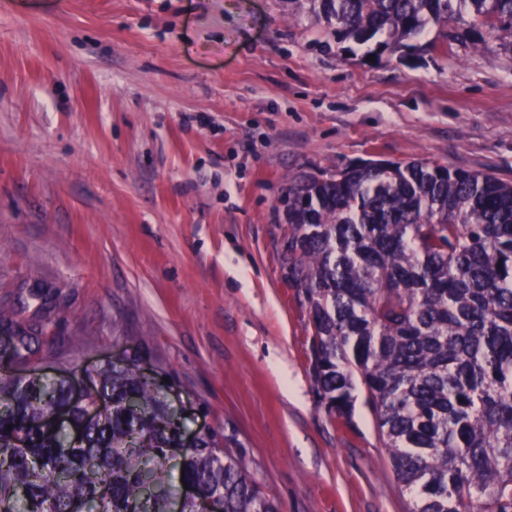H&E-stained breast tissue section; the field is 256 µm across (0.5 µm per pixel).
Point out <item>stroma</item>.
<instances>
[{
  "label": "stroma",
  "mask_w": 512,
  "mask_h": 512,
  "mask_svg": "<svg viewBox=\"0 0 512 512\" xmlns=\"http://www.w3.org/2000/svg\"><path fill=\"white\" fill-rule=\"evenodd\" d=\"M337 44L306 0H0V306L34 362L138 356L280 512H407L373 416L329 418L280 262L308 168L438 160L512 181V36Z\"/></svg>",
  "instance_id": "stroma-1"
}]
</instances>
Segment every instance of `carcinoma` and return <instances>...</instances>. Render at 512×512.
Listing matches in <instances>:
<instances>
[{"label": "carcinoma", "mask_w": 512, "mask_h": 512, "mask_svg": "<svg viewBox=\"0 0 512 512\" xmlns=\"http://www.w3.org/2000/svg\"><path fill=\"white\" fill-rule=\"evenodd\" d=\"M336 42L395 51L430 23L512 34V0H310ZM283 262L311 328L317 403L352 426L365 394L410 512H512V183L440 161L365 160L288 184ZM49 313L0 306V512H170L174 473L224 512H279L244 459L185 426L134 357L74 400L32 367ZM62 411L65 425L53 421Z\"/></svg>", "instance_id": "cac0c4a2"}]
</instances>
